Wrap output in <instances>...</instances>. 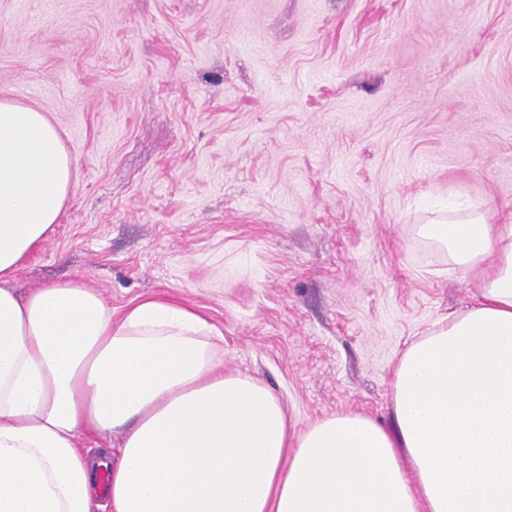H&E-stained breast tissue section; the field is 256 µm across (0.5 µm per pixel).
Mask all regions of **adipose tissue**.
Segmentation results:
<instances>
[{
    "instance_id": "1",
    "label": "adipose tissue",
    "mask_w": 512,
    "mask_h": 512,
    "mask_svg": "<svg viewBox=\"0 0 512 512\" xmlns=\"http://www.w3.org/2000/svg\"><path fill=\"white\" fill-rule=\"evenodd\" d=\"M76 159L33 107L0 100V512H512V223L484 204L417 225L472 305L401 354L393 426L356 412L293 431L259 379L225 370L193 308L10 282L73 195Z\"/></svg>"
}]
</instances>
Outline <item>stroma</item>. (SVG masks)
Returning <instances> with one entry per match:
<instances>
[{
    "instance_id": "stroma-1",
    "label": "stroma",
    "mask_w": 512,
    "mask_h": 512,
    "mask_svg": "<svg viewBox=\"0 0 512 512\" xmlns=\"http://www.w3.org/2000/svg\"><path fill=\"white\" fill-rule=\"evenodd\" d=\"M4 97L77 155L13 287L191 305L297 432L391 424L406 344L471 305L414 225L512 215V0H0Z\"/></svg>"
}]
</instances>
